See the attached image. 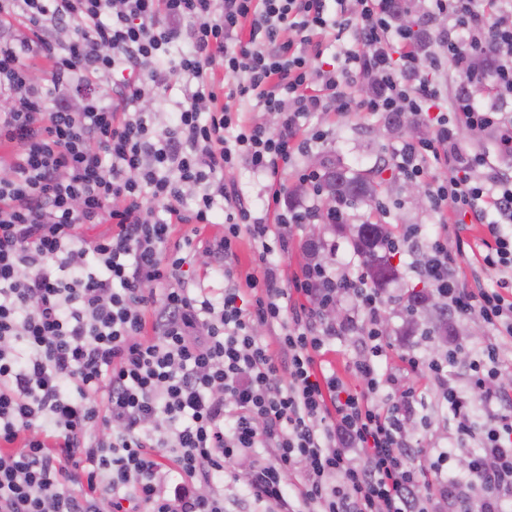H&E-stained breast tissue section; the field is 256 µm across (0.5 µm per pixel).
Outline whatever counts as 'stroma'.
<instances>
[{
    "label": "stroma",
    "mask_w": 512,
    "mask_h": 512,
    "mask_svg": "<svg viewBox=\"0 0 512 512\" xmlns=\"http://www.w3.org/2000/svg\"><path fill=\"white\" fill-rule=\"evenodd\" d=\"M306 123L309 128L324 131L327 138L310 155L300 156L282 173V181L291 190L298 187L300 172L309 169L310 158L335 157L341 159L351 172L368 173L378 170L380 162L391 161L404 139L424 133L422 127L399 129L388 122L385 115L358 109L344 113L315 112L308 116ZM384 178L388 187L378 195L376 204H363L350 210L349 222L342 229L325 227L323 239L326 248L321 252L323 263L339 267L354 259L353 239L358 224L363 222L386 225L395 233L412 225L426 229L438 223L439 218L431 211L423 190H412L410 181L391 171L385 172ZM411 262L410 255H403L396 263L397 279L381 289L388 302L389 320L385 333L389 347L382 364L384 369L398 377L400 384L414 386L419 394L413 411L406 417V437L417 450V462L423 463L430 449L453 445L454 435L449 414L440 402L439 391L433 381L407 374L402 358L411 352L419 355L453 352L456 360L449 366L448 376L455 386L463 388L469 382L467 360L472 357L474 347L488 336L489 330L477 317L452 314L448 317L447 336L424 338L423 331L432 320V313L423 310L409 315L403 300L408 286L418 282ZM358 355L357 335L350 328L332 340L318 355L317 361L325 369L336 371L355 389L359 383L351 373V366Z\"/></svg>",
    "instance_id": "35a3bbf8"
}]
</instances>
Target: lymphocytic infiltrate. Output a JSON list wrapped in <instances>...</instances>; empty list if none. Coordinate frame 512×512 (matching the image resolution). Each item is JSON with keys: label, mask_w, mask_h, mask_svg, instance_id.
<instances>
[{"label": "lymphocytic infiltrate", "mask_w": 512, "mask_h": 512, "mask_svg": "<svg viewBox=\"0 0 512 512\" xmlns=\"http://www.w3.org/2000/svg\"><path fill=\"white\" fill-rule=\"evenodd\" d=\"M395 5L0 0V512H224L230 462L248 465L247 496L276 512H442L451 499L512 512V400L494 387L512 339V176L486 180V157L461 146L464 132L495 130L512 153L499 106L512 98V0H431L430 20H448L435 38L465 83L448 99L420 77L413 32L391 25ZM51 26L66 28L64 44L46 41ZM176 79L183 99L166 123L139 111ZM361 81L371 93L359 100ZM91 84L111 89L110 104L82 96ZM355 105L427 126L393 169L423 184L434 212L485 228L476 244L439 232L413 264L434 298L493 334L470 362L469 393L444 362L403 358L407 373L432 376L458 438L483 431L460 474L452 448L416 464L404 434L414 389L379 395L397 380L381 370L384 301L365 264L308 263L281 284L293 230L324 208L318 173L299 177L309 203L287 208L279 174L326 138L308 115ZM433 161L444 176L428 178ZM241 165L262 179L264 209L226 180ZM219 202L224 234L202 240ZM88 224L111 230L86 238ZM175 224L187 228L177 245ZM244 235L258 269L242 280ZM201 254L222 297L183 276ZM469 255L500 274L496 288L459 280ZM340 295L362 331L360 391L315 361L340 333L326 315ZM476 400L492 408L481 426ZM261 448L268 461H256Z\"/></svg>", "instance_id": "lymphocytic-infiltrate-1"}]
</instances>
